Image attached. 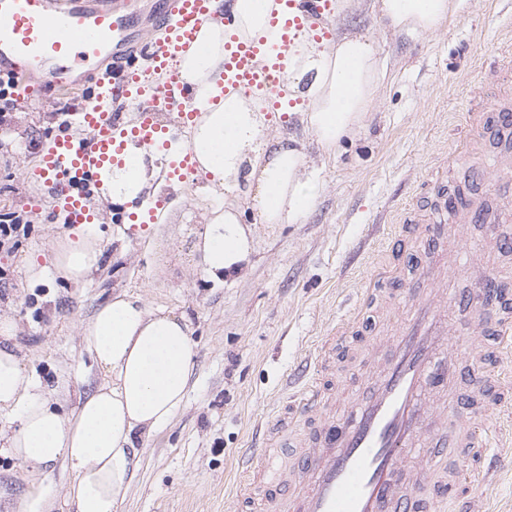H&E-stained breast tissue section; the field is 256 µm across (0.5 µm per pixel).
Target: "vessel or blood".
Returning a JSON list of instances; mask_svg holds the SVG:
<instances>
[{"instance_id": "b4317fda", "label": "vessel or blood", "mask_w": 512, "mask_h": 512, "mask_svg": "<svg viewBox=\"0 0 512 512\" xmlns=\"http://www.w3.org/2000/svg\"><path fill=\"white\" fill-rule=\"evenodd\" d=\"M268 25L274 40H242L221 0H156L143 15L136 0H0V76L10 80V98L30 104L38 87L81 89L76 122L55 130L42 164L31 174L45 189L50 210L64 209L69 223L99 220L89 199L102 170L124 165L132 150L159 156L168 177L197 181L202 170L188 141L199 117L196 89L181 64L200 47L203 28L228 32L224 44L227 90L261 100L274 112L296 105L287 84L288 59L302 41L331 35L336 0H274ZM490 95L465 117L467 131L441 157L443 169L427 182L429 201L402 209L399 222L409 240L392 263L378 267L369 285L386 290L380 310H400L383 345L381 367L348 387L343 411L324 398L323 374L338 341L353 331L341 320L313 353L314 374L290 399L291 418L272 419L263 446L245 460L252 477L239 503L262 512H434L446 491L435 480L430 497L417 495L401 466L415 460L433 476L444 449L469 456L458 480L486 483L493 471L479 468L504 434L503 418L477 414L488 384L512 386V268L488 261L486 245L503 248L512 237V68L485 70ZM134 117H127L129 105ZM83 129L75 135L73 126ZM491 164L496 184L480 193L448 195L447 173ZM161 198L136 202L124 214L133 228L156 220ZM480 224L478 240H463L464 223ZM469 285L446 288L445 267ZM492 330L496 371L475 378L472 407L461 404L460 356L476 351L477 336ZM313 425L302 437L298 424ZM294 449L292 467L282 454Z\"/></svg>"}]
</instances>
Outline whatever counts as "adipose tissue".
<instances>
[{
    "label": "adipose tissue",
    "instance_id": "obj_1",
    "mask_svg": "<svg viewBox=\"0 0 512 512\" xmlns=\"http://www.w3.org/2000/svg\"><path fill=\"white\" fill-rule=\"evenodd\" d=\"M222 3L235 17L240 38L266 34L272 0ZM374 9L390 27L414 34L437 31L453 14L451 0H374ZM224 39L220 28L205 30L203 56H188L182 64L183 78L197 90L193 105L201 111L193 147L211 185L224 189V208L198 244L203 272L216 282L247 272L253 238L240 222L242 205L261 223L293 224L314 207L321 189L294 139L267 136L259 106L237 93L222 95ZM384 75L376 49L359 37H338L330 52L310 44L295 49L288 90L291 97L307 99L301 121L323 152L336 154L343 140L363 128ZM100 179L112 203L123 204L159 192L166 174L138 156L103 170ZM100 253L95 225H79L56 256V273L82 284ZM83 335L107 380L72 414L59 413L7 347H0V411H10L17 421L8 438L15 458L34 468L63 464L69 512H116L138 469L135 437L162 431L185 402L194 342L181 318L149 309L128 293L98 307Z\"/></svg>",
    "mask_w": 512,
    "mask_h": 512
}]
</instances>
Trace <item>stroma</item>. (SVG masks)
<instances>
[{
	"label": "stroma",
	"mask_w": 512,
	"mask_h": 512,
	"mask_svg": "<svg viewBox=\"0 0 512 512\" xmlns=\"http://www.w3.org/2000/svg\"><path fill=\"white\" fill-rule=\"evenodd\" d=\"M372 2L351 0L334 26L373 41L385 62L365 126L326 156L298 114L266 113L270 134L298 139L322 189L296 224H258L244 212L254 244L246 276L234 282L202 273L197 243L224 203L223 189L205 182L162 187L167 219L137 240L114 221L111 205L99 204L97 269L79 286L57 276L53 261L67 227L43 211L28 174L73 101L50 87L27 107L0 101V221L29 227L15 249L0 250V346L11 347L69 411L104 380L81 329L116 294L182 318L196 344L185 403L163 432L137 438L141 467L116 512H228L242 457L258 448L268 417L288 411L289 381L304 375L317 340L340 317L358 313L360 328L336 352L343 376L329 392L378 362L368 332L381 322L362 292L402 234L397 211L413 205L436 154L459 136L478 102L483 65L512 49V0H454L450 26L428 34L380 25ZM32 260L45 269L41 281L27 273ZM67 481L62 464L35 471L0 447V512H15L40 484L63 504Z\"/></svg>",
	"instance_id": "1"
}]
</instances>
